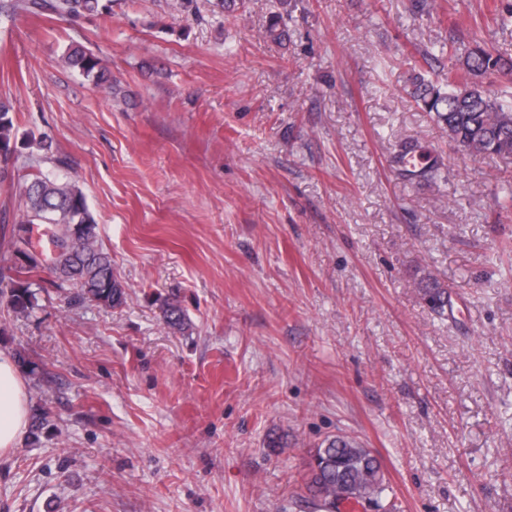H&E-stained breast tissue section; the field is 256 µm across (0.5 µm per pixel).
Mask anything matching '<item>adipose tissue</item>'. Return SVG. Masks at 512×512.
Returning <instances> with one entry per match:
<instances>
[{
	"mask_svg": "<svg viewBox=\"0 0 512 512\" xmlns=\"http://www.w3.org/2000/svg\"><path fill=\"white\" fill-rule=\"evenodd\" d=\"M30 414L29 393L13 358L0 351V454L22 441Z\"/></svg>",
	"mask_w": 512,
	"mask_h": 512,
	"instance_id": "obj_1",
	"label": "adipose tissue"
}]
</instances>
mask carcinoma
<instances>
[{
    "mask_svg": "<svg viewBox=\"0 0 512 512\" xmlns=\"http://www.w3.org/2000/svg\"><path fill=\"white\" fill-rule=\"evenodd\" d=\"M22 10L31 14L72 17L99 16L112 10V0H0V14ZM474 46L460 63L448 68L437 81L416 78L411 97L429 113L457 151L471 156H512V96L502 97L486 82L488 76L512 64L494 56L473 39ZM64 63L96 88L112 91V71L101 57L81 45L65 50ZM12 102L0 98V182L14 179L8 167L18 146L37 148L49 155L53 142L47 136L18 137ZM24 209L14 218L23 226H54L53 265L60 284L77 289V296L117 307L125 303V285L114 273L112 257L96 242V220L87 198L70 176L27 174L22 183ZM40 263L17 266L12 256L0 255V297L17 313L33 308L30 288L36 284ZM425 304L442 317L448 311V287L428 274L418 282ZM394 488L385 479L374 452L347 435L324 440L315 450L300 502L322 512H336L340 503H368L373 512H393Z\"/></svg>",
    "mask_w": 512,
    "mask_h": 512,
    "instance_id": "carcinoma-1",
    "label": "carcinoma"
}]
</instances>
